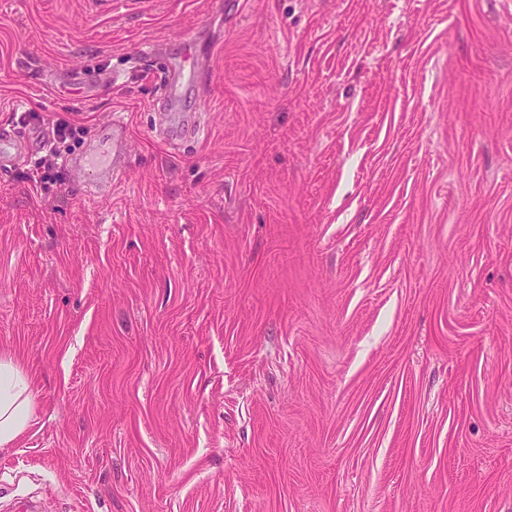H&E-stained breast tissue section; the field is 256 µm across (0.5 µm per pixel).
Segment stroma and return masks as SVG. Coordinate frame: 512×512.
Segmentation results:
<instances>
[{"label": "stroma", "instance_id": "1", "mask_svg": "<svg viewBox=\"0 0 512 512\" xmlns=\"http://www.w3.org/2000/svg\"><path fill=\"white\" fill-rule=\"evenodd\" d=\"M60 118L0 165V512H512V0H0V130ZM127 135L123 119L113 116L106 125L103 140L106 149L96 148L89 156L75 161L73 167L84 177L85 188L92 194L99 185L112 184L122 173V152ZM20 363L17 354L0 355V447L12 444L32 417V386Z\"/></svg>", "mask_w": 512, "mask_h": 512}]
</instances>
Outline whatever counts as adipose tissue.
Wrapping results in <instances>:
<instances>
[{"label":"adipose tissue","instance_id":"1","mask_svg":"<svg viewBox=\"0 0 512 512\" xmlns=\"http://www.w3.org/2000/svg\"><path fill=\"white\" fill-rule=\"evenodd\" d=\"M33 408L31 382L18 355H0V447L12 444L27 428Z\"/></svg>","mask_w":512,"mask_h":512}]
</instances>
